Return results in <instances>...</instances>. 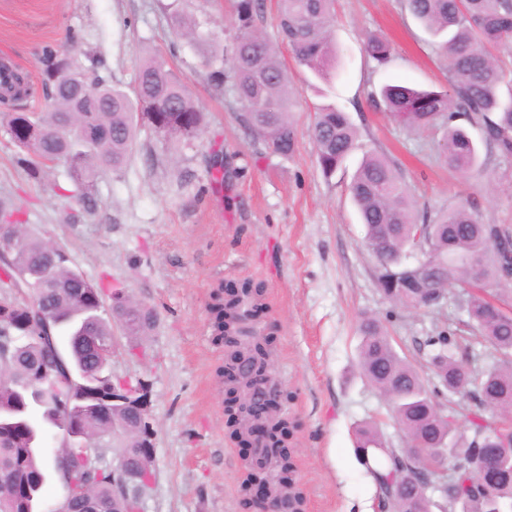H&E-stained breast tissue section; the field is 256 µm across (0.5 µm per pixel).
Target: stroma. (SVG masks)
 Here are the masks:
<instances>
[{"instance_id":"35a3bbf8","label":"stroma","mask_w":512,"mask_h":512,"mask_svg":"<svg viewBox=\"0 0 512 512\" xmlns=\"http://www.w3.org/2000/svg\"><path fill=\"white\" fill-rule=\"evenodd\" d=\"M236 0H0V62L39 83L38 52L65 43L68 33L102 57L115 83L131 87L144 50L166 55L205 113L202 135L188 145L148 130L136 137L131 161L97 185L100 205L84 212L62 196L63 167L33 177L17 166L16 148L0 131V203L29 231L64 250L70 268L104 288H119L156 315V326L131 355L113 324L112 372L141 379L150 397L154 478L140 512H257L240 491L248 451L233 439L224 415L219 370L224 346L213 339L209 314L219 286L263 283L264 308L250 326L271 337L274 379L293 425L303 512H384L355 450V429L376 421L389 446L403 444L385 397L358 372V321L372 314L392 344L426 371L424 341L440 328L470 335L456 290L437 308L389 302L375 281L376 260L348 193L363 150L399 166L418 217L476 203L485 223L512 225V162L480 150L479 164L461 174L439 152L442 131H416L375 108L370 94L400 80L417 88L447 85L443 61L403 0H336L333 34L340 50L332 87L308 83L279 34L275 0H265L261 33L276 44L300 97L293 112L294 154L285 158L239 120L232 85L215 95L202 58L172 45V14L203 19L232 54ZM388 40L385 65L365 51L369 36ZM335 104L359 132L360 150L325 176L310 129L317 107ZM224 153V186L211 185V158Z\"/></svg>"}]
</instances>
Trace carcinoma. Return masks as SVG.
<instances>
[{
  "mask_svg": "<svg viewBox=\"0 0 512 512\" xmlns=\"http://www.w3.org/2000/svg\"><path fill=\"white\" fill-rule=\"evenodd\" d=\"M410 14L435 38L437 54L448 73L444 90H420L400 83L386 84L372 93L373 102L390 118L412 129L427 130L442 124L446 132L442 152L445 163L459 173L471 171L479 151L469 132L454 124L459 117L480 127L484 142L504 160H512V69L503 55H512V0H405ZM334 0H277L278 27L282 41L297 62L319 82L336 78L337 47L331 34ZM263 0H238V34L231 58L233 88L242 121L249 132L275 152L290 156L295 151L297 131L291 112L298 90L288 80L277 49L258 30ZM174 35L195 48L205 59L209 80L224 86V56L218 37L199 33L200 22L177 13ZM366 52L378 64L390 57L389 45L372 37ZM42 89L48 100L46 112H1L0 129L19 149L17 163L32 175L62 163L88 213L97 209L96 187L107 171L127 165L134 149L137 127H147L165 140L189 144L203 130V112L186 84L159 52L141 60L131 91L98 73L99 61L83 51L76 35L63 46L47 44L40 55ZM0 79V99L19 100L33 93L27 77L8 67ZM317 162L326 176L343 167L359 148L357 130L347 112L326 104L315 113L311 127ZM349 193L364 225L365 241L375 257L390 266H403L406 248L418 230L415 204L396 163L374 150L363 152L352 175ZM434 257L432 283L425 307H437L448 288L470 277L463 258L481 260V276L497 284L512 271V230L504 224H486L473 203L445 209L423 223ZM16 236L0 253V272L7 288L23 290L30 302L0 297V501L15 497L22 482L32 495L43 497L48 478L58 480L72 499L71 512H134L135 492L124 491L112 480V463L105 460L113 450L137 465L135 484L153 477L151 461L140 449L125 447V440L112 442V434L127 419V408L112 407V388L139 379L114 376L108 370L112 354L101 355L94 339L112 341V323L103 317L110 310L125 334L133 337L130 349L142 346L153 330L156 317L147 306L132 312L125 293L103 289L67 265L60 250L31 234L24 224H14ZM260 299L263 286L244 282L239 289L224 290L223 303L211 308L216 335H222L227 311L236 291ZM110 305H105V302ZM469 318L480 330V339L499 353L492 364L462 372L455 350L465 339L446 329L426 339L433 380L400 357L391 344L387 328L378 317L359 320L362 336L358 354L360 374L383 394L391 417L402 431L400 448L387 447L379 429L371 424L356 431L355 448L379 490L386 495L385 508L409 512L411 506L396 494L401 473L422 467L426 458L440 464V451L456 430L454 409L438 401L449 392L475 401L478 411L468 420L471 436L460 434L452 447L478 457L491 454L498 445V418L512 410V311L497 307L472 294L460 298ZM28 317L38 331H50L62 352L48 349L36 340L19 343L11 321ZM77 368L100 387L102 400L70 405L76 387L61 381L64 369ZM78 421L82 434L100 448V459L87 462L78 449L61 446L52 454L34 448L29 441L13 437V423L24 421L35 436L53 417ZM290 422L279 418L272 425L276 452L257 449L276 487L296 484L293 454L287 442ZM443 507L453 512L462 501L466 512H489L494 500L500 512H512V475L493 485H480L474 474L461 472L439 490Z\"/></svg>",
  "mask_w": 512,
  "mask_h": 512,
  "instance_id": "carcinoma-1",
  "label": "carcinoma"
}]
</instances>
